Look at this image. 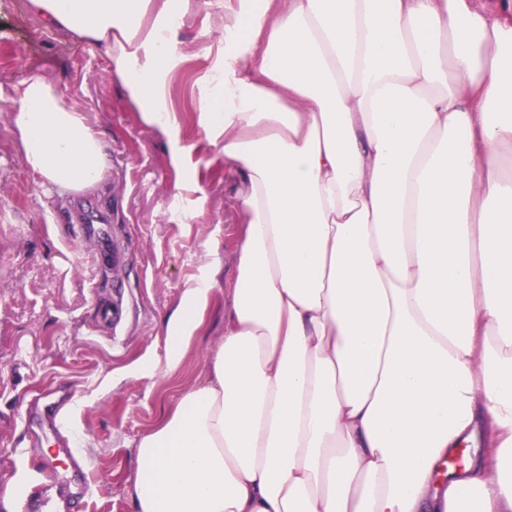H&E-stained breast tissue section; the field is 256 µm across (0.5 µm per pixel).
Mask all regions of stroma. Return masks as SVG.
<instances>
[{
	"label": "stroma",
	"mask_w": 512,
	"mask_h": 512,
	"mask_svg": "<svg viewBox=\"0 0 512 512\" xmlns=\"http://www.w3.org/2000/svg\"><path fill=\"white\" fill-rule=\"evenodd\" d=\"M224 9L191 0L178 31L186 58L169 81L180 123L172 139L144 124L100 46L49 29L28 0H0V512H135L140 439L203 381L224 339V304L244 217L239 176L205 138L196 105L224 46ZM28 55L30 67L14 56ZM38 69L101 132L106 196L58 202L36 185L14 130V89ZM185 153L173 166L175 150ZM105 216L121 244L123 281L98 263L95 239L74 234ZM219 275L179 369L165 373V319L186 288ZM58 417L82 458L77 476L48 477Z\"/></svg>",
	"instance_id": "1"
}]
</instances>
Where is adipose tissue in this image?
Wrapping results in <instances>:
<instances>
[{
	"label": "adipose tissue",
	"mask_w": 512,
	"mask_h": 512,
	"mask_svg": "<svg viewBox=\"0 0 512 512\" xmlns=\"http://www.w3.org/2000/svg\"><path fill=\"white\" fill-rule=\"evenodd\" d=\"M169 137L190 0H29ZM37 185L104 191L100 132L34 74ZM198 125L245 222L206 380L143 436L136 512H512V24L476 0H238ZM214 276L167 323L175 372Z\"/></svg>",
	"instance_id": "adipose-tissue-1"
}]
</instances>
